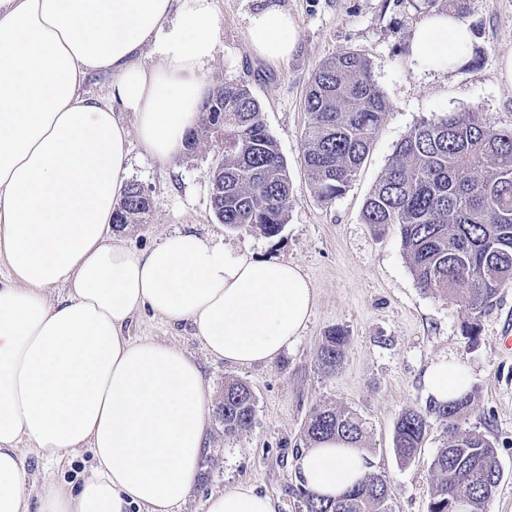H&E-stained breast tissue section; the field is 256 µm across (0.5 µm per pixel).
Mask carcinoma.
<instances>
[{"instance_id": "cac0c4a2", "label": "carcinoma", "mask_w": 512, "mask_h": 512, "mask_svg": "<svg viewBox=\"0 0 512 512\" xmlns=\"http://www.w3.org/2000/svg\"><path fill=\"white\" fill-rule=\"evenodd\" d=\"M308 124L303 160L317 197L342 195L367 157L390 103L361 54L342 50L314 72L304 102ZM217 137L224 157L207 173L215 217L229 228L250 227L277 235L286 221L293 183L275 139L262 119V106L244 85H219L200 105L184 139L183 154ZM151 203L131 183L115 207L112 226L143 224ZM362 221L377 233L396 224L403 252L418 286L453 295L467 310L462 334L474 341L479 318L499 288L512 282V129L484 122L472 110L423 119L397 144L386 172L367 197ZM350 343L342 327L327 331L319 352L326 374L335 371ZM472 403L467 393L431 411L444 425L445 440L433 461L428 512H487L501 481L495 443L484 433L459 426ZM255 399L241 381L224 384L217 416L224 437L248 431ZM427 417L404 411L393 432L403 462L422 447ZM365 422L335 408L312 412L304 428L311 447L338 437L360 447ZM305 512H387L389 487L381 474H368L348 494L325 500L299 489Z\"/></svg>"}]
</instances>
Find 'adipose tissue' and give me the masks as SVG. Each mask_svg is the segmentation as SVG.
Returning <instances> with one entry per match:
<instances>
[{"instance_id":"obj_1","label":"adipose tissue","mask_w":512,"mask_h":512,"mask_svg":"<svg viewBox=\"0 0 512 512\" xmlns=\"http://www.w3.org/2000/svg\"><path fill=\"white\" fill-rule=\"evenodd\" d=\"M213 0H0V512H28L20 453L55 461L89 449L91 477L43 481L39 512H177L198 483L209 399L181 350L132 340L148 310L190 324L216 359L268 364L299 336L315 304L294 264L231 256L191 231L148 250L110 233L131 145L165 163L181 155L216 51ZM253 52L272 64L297 45L287 11L249 18ZM473 39L451 12L419 23L418 69H444ZM153 55L157 65L142 64ZM111 74L112 98L84 82ZM135 116L127 127L120 115ZM64 295L48 300L51 289ZM425 386L457 398L467 373L433 363ZM301 484L336 498L369 470L365 452L330 439L296 462ZM206 512H276L246 485L211 495Z\"/></svg>"}]
</instances>
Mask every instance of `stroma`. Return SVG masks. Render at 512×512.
<instances>
[{
	"label": "stroma",
	"instance_id": "stroma-1",
	"mask_svg": "<svg viewBox=\"0 0 512 512\" xmlns=\"http://www.w3.org/2000/svg\"><path fill=\"white\" fill-rule=\"evenodd\" d=\"M217 49L206 74L208 86L246 85L259 100L268 132L277 141L295 193L281 232L230 229L215 217L207 172L223 155L217 140L201 144L188 158L161 163L132 147L127 180L151 199L147 223L130 224L120 235L131 247H154L177 230H191L224 245L232 254L297 265L315 290L312 315L297 341L267 365L236 366L211 357L190 325L170 326L143 312L126 333L184 351L199 365L211 405L226 382L241 381L255 398L254 423L226 438L211 417L197 486L180 512H204L206 499L245 484L270 497L276 512H304L296 460L305 447L310 414L336 406L367 423L364 449L371 471L385 476L389 512H428L431 463L442 443L443 425L430 427L418 455L401 462L393 448L394 425L407 409L426 410L424 375L435 361L464 364L473 401L461 428L485 432L495 442L502 481L488 512H512V282L500 288L481 317L477 340L463 336L467 313L453 297L423 291L404 255L397 227L375 234L363 224L366 198L388 167L395 146L424 119L473 109L500 128H512V85L501 77L512 55V0H467L465 20L474 41L454 69L418 70L409 54L414 27L444 12L442 0H214ZM287 10L298 43L286 62L271 64L247 40L251 14L265 7ZM343 49L364 55L384 90L390 110L368 157L349 188L321 202L303 162L308 121L304 99L320 63ZM348 330L351 342L334 374H324L318 353L327 330ZM35 481L78 485L92 472L90 452L48 462L25 454Z\"/></svg>",
	"mask_w": 512,
	"mask_h": 512
}]
</instances>
